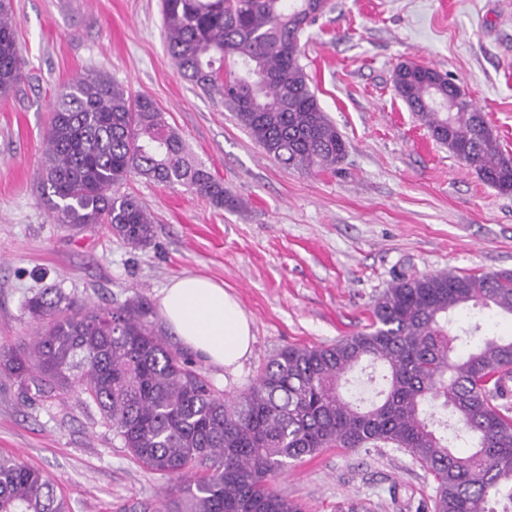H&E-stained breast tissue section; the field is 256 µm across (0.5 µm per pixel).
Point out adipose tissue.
<instances>
[{"mask_svg":"<svg viewBox=\"0 0 512 512\" xmlns=\"http://www.w3.org/2000/svg\"><path fill=\"white\" fill-rule=\"evenodd\" d=\"M160 310L185 348L211 365L237 370L252 351V319L223 284L205 276L171 279Z\"/></svg>","mask_w":512,"mask_h":512,"instance_id":"adipose-tissue-1","label":"adipose tissue"}]
</instances>
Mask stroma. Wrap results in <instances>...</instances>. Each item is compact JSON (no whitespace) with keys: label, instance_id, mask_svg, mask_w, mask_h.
I'll return each mask as SVG.
<instances>
[{"label":"stroma","instance_id":"35a3bbf8","mask_svg":"<svg viewBox=\"0 0 512 512\" xmlns=\"http://www.w3.org/2000/svg\"><path fill=\"white\" fill-rule=\"evenodd\" d=\"M25 78L0 98V348L36 328L27 295L57 288L113 307L158 303L175 277L222 282L253 320L235 372L198 361L235 395L287 345L319 346L364 331L375 296L403 272H512V194L436 142L399 97L404 62L460 82L512 156V0H327L301 37L302 63L348 144L338 167L284 170L236 124L223 99L176 72L161 0H11ZM100 70L152 97L189 156L237 207L135 176L124 184L151 214L149 245L131 249L104 226L54 223L39 181L56 99ZM452 332L512 336V317L470 306ZM39 469L71 512H158L168 482L137 464L98 409L74 394L45 400L0 375V456ZM273 489L304 512H423L432 474L392 448H326L276 474Z\"/></svg>","mask_w":512,"mask_h":512}]
</instances>
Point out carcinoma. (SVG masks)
Instances as JSON below:
<instances>
[{
	"label": "carcinoma",
	"instance_id": "carcinoma-1",
	"mask_svg": "<svg viewBox=\"0 0 512 512\" xmlns=\"http://www.w3.org/2000/svg\"><path fill=\"white\" fill-rule=\"evenodd\" d=\"M323 0H162L166 49L177 73L224 106L267 156L288 170L332 169L348 146L301 63V36ZM24 78L9 0H0V97ZM394 85L433 137L502 194L512 158L464 90L436 69L403 63ZM457 112L443 111L448 95ZM132 175L181 186L217 207L234 200L188 155L180 134L148 97L89 71L60 94L45 138L40 180L53 220L77 230L102 224L133 248L153 220L121 191ZM512 315V274L435 272L396 278L375 298L368 329L322 346H286L253 382L226 397L169 349L150 302L112 310L54 288L29 297V342L0 351V374L41 398L76 389L134 460L183 480L165 512H302L269 477L324 448L402 449L437 483L433 512H512V339L486 337L457 353L448 313L468 304ZM380 369L379 399L366 407L343 387L363 364ZM450 411L471 451L455 453L427 412ZM205 467L197 474L195 468ZM40 470L0 458V512H67Z\"/></svg>",
	"mask_w": 512,
	"mask_h": 512
}]
</instances>
